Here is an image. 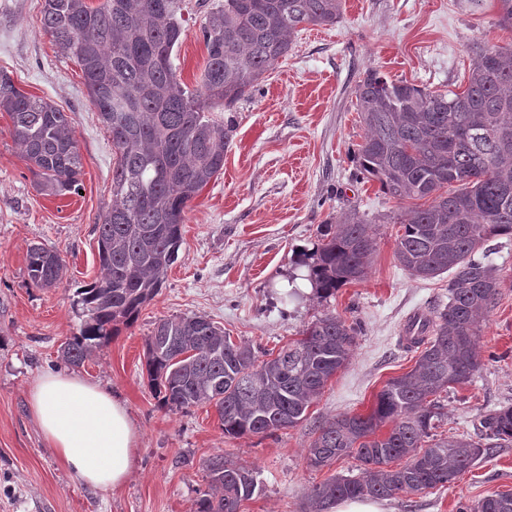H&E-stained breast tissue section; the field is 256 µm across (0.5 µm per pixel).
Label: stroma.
<instances>
[{
  "mask_svg": "<svg viewBox=\"0 0 512 512\" xmlns=\"http://www.w3.org/2000/svg\"><path fill=\"white\" fill-rule=\"evenodd\" d=\"M221 0H184L185 33L174 58L195 87L206 64L199 26ZM44 0H0V71L25 92L68 113L83 164L77 193L36 190L0 112V512H197L215 455L254 469L260 490L240 512H305L333 475L360 477L354 456L315 469L306 451L318 426L340 414L370 413L377 394L409 371L416 353L402 336L416 316L448 301L449 274L423 280L398 263L407 202L377 181L356 179L366 135L355 92L367 70L431 90H462L479 49L512 50L497 24L496 0H343L332 26L299 33L286 59L251 96L213 118L227 134L224 168L192 201L179 258L159 294L131 325L93 349L76 372L118 394L141 433L126 484L101 493L59 462L31 419L29 389L40 374L66 370L61 347L78 334V288L100 275L95 225L110 200L115 154L82 72L41 28ZM375 241L363 281L320 297L308 276L323 225L348 214ZM42 244L64 261L59 287L32 284L27 250ZM502 288L479 322L482 368L469 384L441 393L438 437L479 441L489 411L512 406V238L483 245ZM208 317L237 343L279 350L333 314L358 323L348 365L327 383L296 426L267 437H225L214 406L163 407L146 371V341L157 322ZM512 492V442L496 441L451 483L388 499V512H458Z\"/></svg>",
  "mask_w": 512,
  "mask_h": 512,
  "instance_id": "stroma-1",
  "label": "stroma"
}]
</instances>
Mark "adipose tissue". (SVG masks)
Segmentation results:
<instances>
[{
	"label": "adipose tissue",
	"mask_w": 512,
	"mask_h": 512,
	"mask_svg": "<svg viewBox=\"0 0 512 512\" xmlns=\"http://www.w3.org/2000/svg\"><path fill=\"white\" fill-rule=\"evenodd\" d=\"M28 411L60 462L88 487L111 492L135 467L138 428L125 401L75 373L38 376Z\"/></svg>",
	"instance_id": "1"
}]
</instances>
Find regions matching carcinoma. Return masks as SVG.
I'll return each mask as SVG.
<instances>
[{
    "label": "carcinoma",
    "instance_id": "1",
    "mask_svg": "<svg viewBox=\"0 0 512 512\" xmlns=\"http://www.w3.org/2000/svg\"><path fill=\"white\" fill-rule=\"evenodd\" d=\"M342 0H224L200 24L207 62L195 89L181 82L173 51L182 41V0H45L42 27L76 60L101 123L112 136L111 202L96 225L102 276L77 292L83 322L65 343L80 365L134 321L178 260L185 212L224 168V126L210 112L248 96L288 56L304 27L338 22ZM366 128L356 160L362 178L392 198L431 199L401 221L396 258L413 276L449 270L448 303L406 331L421 349L415 366L390 379L367 416L342 415L317 428L310 466L353 454L365 478L331 476L313 490L311 512L361 496L379 499L452 482L483 454L479 442L433 430L437 396L470 383L481 369L479 316L494 306L502 281L478 255L483 243L512 236V51L483 49L466 88L446 93L366 71L356 90ZM0 112L9 115L34 185L53 196L79 190L82 163L69 116L20 90L0 72ZM310 277L325 296L367 276L374 240L355 213L321 230ZM63 264L35 244L31 282L55 288ZM357 329L326 315L269 359L236 344L202 315L160 320L146 343V367L171 410L212 404L224 435L267 436L297 425L328 380L350 361ZM485 439L512 442V406L481 421ZM388 427L385 434L377 431ZM209 490L198 512H239L260 489L254 472L205 462ZM459 512H512V493L487 496Z\"/></svg>",
    "mask_w": 512,
    "mask_h": 512
}]
</instances>
